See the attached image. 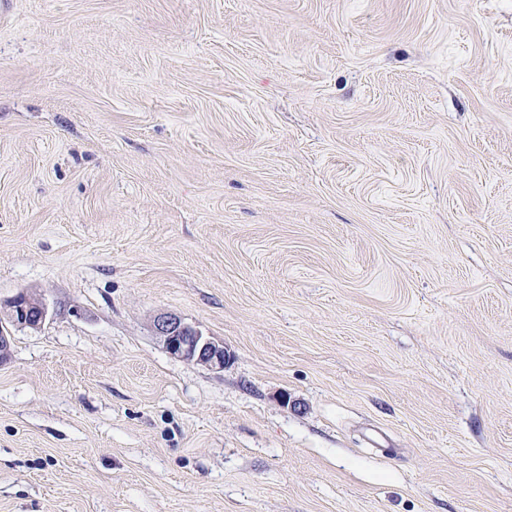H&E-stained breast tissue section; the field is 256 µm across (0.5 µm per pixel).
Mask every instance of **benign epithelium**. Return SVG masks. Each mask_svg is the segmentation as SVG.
<instances>
[{"label":"benign epithelium","mask_w":512,"mask_h":512,"mask_svg":"<svg viewBox=\"0 0 512 512\" xmlns=\"http://www.w3.org/2000/svg\"><path fill=\"white\" fill-rule=\"evenodd\" d=\"M47 304L39 295L21 292L10 302L0 318V363L7 360L10 339L4 324L38 328L45 321ZM155 335L159 336L168 352L184 361L222 369L226 354L224 346L184 323L174 314H161L154 319Z\"/></svg>","instance_id":"benign-epithelium-1"}]
</instances>
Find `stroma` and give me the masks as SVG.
Segmentation results:
<instances>
[{"label": "stroma", "instance_id": "stroma-1", "mask_svg": "<svg viewBox=\"0 0 512 512\" xmlns=\"http://www.w3.org/2000/svg\"><path fill=\"white\" fill-rule=\"evenodd\" d=\"M26 290L0 512H512V0H0ZM155 335L159 336L168 352L184 361L223 369L226 354L224 346L202 332L184 323L174 314H161L154 319Z\"/></svg>", "mask_w": 512, "mask_h": 512}]
</instances>
